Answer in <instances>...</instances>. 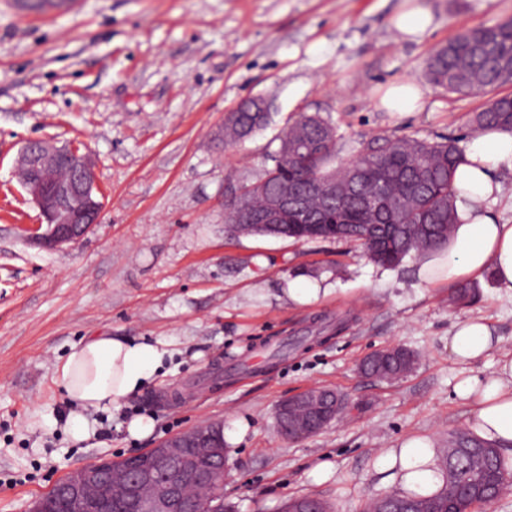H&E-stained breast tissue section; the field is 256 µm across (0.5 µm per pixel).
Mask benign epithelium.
I'll return each mask as SVG.
<instances>
[{"label": "benign epithelium", "instance_id": "benign-epithelium-1", "mask_svg": "<svg viewBox=\"0 0 512 512\" xmlns=\"http://www.w3.org/2000/svg\"><path fill=\"white\" fill-rule=\"evenodd\" d=\"M15 174L40 212L41 222L31 229L35 244L57 248L78 240L99 222L103 202L97 196L94 164L78 147L29 141L19 152ZM293 205L291 196L279 193L252 223L280 224ZM219 452L212 436L190 429L124 458L119 474L128 482L132 512H235L234 504L224 501V470L197 465L196 458H211ZM63 485L97 512H112L99 470L77 467Z\"/></svg>", "mask_w": 512, "mask_h": 512}]
</instances>
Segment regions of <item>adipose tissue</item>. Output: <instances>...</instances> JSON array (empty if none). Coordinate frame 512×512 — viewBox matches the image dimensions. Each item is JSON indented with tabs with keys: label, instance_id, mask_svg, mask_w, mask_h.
Listing matches in <instances>:
<instances>
[{
	"label": "adipose tissue",
	"instance_id": "ef3b65f1",
	"mask_svg": "<svg viewBox=\"0 0 512 512\" xmlns=\"http://www.w3.org/2000/svg\"><path fill=\"white\" fill-rule=\"evenodd\" d=\"M512 171V131L486 130L471 140L453 177L456 224L444 253L423 269L449 286H456L492 271L499 287L512 290V224L500 222L492 212L502 189L500 172ZM495 342L490 325L481 318L455 324L449 348L461 363L473 364L486 356ZM163 344L138 342L126 336H92L76 346L56 369L67 399L84 415L71 428L76 441L88 440L87 412L117 408L141 394L162 367ZM455 392L471 402L468 428L512 457V358L498 361L488 379L468 377ZM425 443L404 444L392 465L399 468L403 490L430 495L440 489L444 476L432 461Z\"/></svg>",
	"mask_w": 512,
	"mask_h": 512
}]
</instances>
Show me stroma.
I'll use <instances>...</instances> for the list:
<instances>
[{"label": "stroma", "instance_id": "1", "mask_svg": "<svg viewBox=\"0 0 512 512\" xmlns=\"http://www.w3.org/2000/svg\"><path fill=\"white\" fill-rule=\"evenodd\" d=\"M433 23L401 40L404 0H75L40 12L0 0V512H27L76 467L220 424L228 448L224 497L239 512H281L311 496L331 512H364L399 490L388 456L412 440L442 461L466 430L461 379L490 375L512 355V293L491 274L475 300L448 303V285L421 278L424 253L395 268L342 239L297 242L232 235L224 204L273 166L278 137L301 115L338 128L340 160L385 139L470 142L486 93L430 83L429 54L459 31L512 17V0H418ZM417 83L423 106L386 112L377 99ZM251 98L266 121L232 145L228 112ZM74 143L95 160L98 224L56 250L25 228L39 211L14 175L31 140ZM319 286L301 303L289 282ZM482 317L502 341L474 365L454 360L455 323ZM141 337L173 350L154 380L120 408L77 414L56 365L89 336ZM394 346L418 362L403 377L365 376L362 360ZM320 387L347 406L321 433L278 434L279 404ZM152 419L129 437L127 422Z\"/></svg>", "mask_w": 512, "mask_h": 512}]
</instances>
